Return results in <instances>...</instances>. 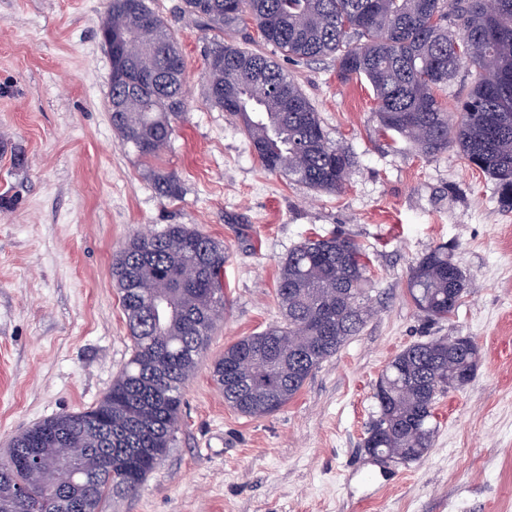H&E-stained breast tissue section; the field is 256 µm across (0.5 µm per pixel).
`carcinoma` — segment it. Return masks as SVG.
Wrapping results in <instances>:
<instances>
[{"label":"carcinoma","mask_w":512,"mask_h":512,"mask_svg":"<svg viewBox=\"0 0 512 512\" xmlns=\"http://www.w3.org/2000/svg\"><path fill=\"white\" fill-rule=\"evenodd\" d=\"M483 0H185L207 30L268 23L263 40L296 61L331 57L345 80L365 79L380 128L425 158L457 149L494 180L497 202L512 212V0L489 16ZM122 32L143 71L183 60L177 39L144 0H110L99 26ZM463 66L476 78L457 111L435 92ZM207 99L240 100L237 117L264 169L324 192H341L356 156L333 143L301 87L266 55L217 45L207 55ZM185 65L161 86L112 87V127L145 162L155 189L181 194L178 178L155 165L183 115ZM224 245L185 224L130 237L112 260L132 356L92 408L46 419L17 435L0 460V512H103L114 494L137 492L169 452L179 429L183 388L224 316ZM368 262L353 240L308 238L281 262L276 295L284 320L224 348L213 378L224 403L249 417L281 410L348 339L373 308ZM407 288L430 321L448 319L465 293L461 269L440 246L410 269ZM476 345L438 338L397 353L374 393L378 414L364 447L401 463L416 461L436 429L435 404L457 377L471 380ZM71 460L79 485L60 488L56 468Z\"/></svg>","instance_id":"carcinoma-1"}]
</instances>
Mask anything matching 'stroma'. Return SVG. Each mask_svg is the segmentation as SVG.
<instances>
[{
	"mask_svg": "<svg viewBox=\"0 0 512 512\" xmlns=\"http://www.w3.org/2000/svg\"><path fill=\"white\" fill-rule=\"evenodd\" d=\"M185 60V111L157 162L161 196L112 127L108 0H0V458L12 439L95 406L131 356L112 258L140 231L186 224L221 241L224 318L184 391L174 444L137 495L104 512H512V213L457 149L425 158L379 127L362 79L333 59L296 62L252 26L203 30L184 0H148ZM276 58L357 164L342 192L263 168L240 121L206 101L213 42ZM25 157L15 166V153ZM340 235L369 257L374 312L275 414L225 405L212 376L226 346L279 322L280 261L305 238ZM448 248L467 288L428 321L407 280ZM469 336L480 360L439 396L427 454L399 464L363 448L376 383L408 345Z\"/></svg>",
	"mask_w": 512,
	"mask_h": 512,
	"instance_id": "35a3bbf8",
	"label": "stroma"
}]
</instances>
